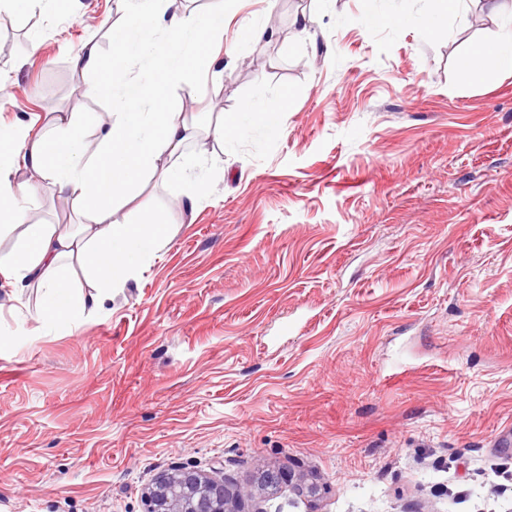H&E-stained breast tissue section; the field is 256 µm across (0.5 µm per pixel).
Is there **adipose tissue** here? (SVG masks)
I'll return each mask as SVG.
<instances>
[{
  "label": "adipose tissue",
  "mask_w": 512,
  "mask_h": 512,
  "mask_svg": "<svg viewBox=\"0 0 512 512\" xmlns=\"http://www.w3.org/2000/svg\"><path fill=\"white\" fill-rule=\"evenodd\" d=\"M162 3L140 0L123 29V42L130 45L163 28L173 49L149 83L131 79L124 84L120 111L97 119L92 131L78 115L61 112L52 135L31 136L19 122L1 137L6 146L0 152V236L15 234L16 244L0 260V275L13 288L42 290L37 315L44 322L66 326L78 314L100 308L165 239V224L150 216L130 222L119 197L160 165L178 167L189 128L180 113L168 111L166 96L176 89L193 95L199 57H206L208 69L216 73L223 60L208 52L219 31L215 15L169 17ZM458 70L464 80L512 71V27L494 43L465 47ZM148 95L154 109L145 112L141 106ZM91 132L96 135L92 142L87 139ZM45 185L80 205L87 228L31 221L26 203ZM68 259L81 265L87 290L72 288L64 265Z\"/></svg>",
  "instance_id": "obj_1"
}]
</instances>
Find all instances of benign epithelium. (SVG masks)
I'll use <instances>...</instances> for the list:
<instances>
[{
  "label": "benign epithelium",
  "mask_w": 512,
  "mask_h": 512,
  "mask_svg": "<svg viewBox=\"0 0 512 512\" xmlns=\"http://www.w3.org/2000/svg\"><path fill=\"white\" fill-rule=\"evenodd\" d=\"M288 482L299 496L315 497V486L290 471L265 473L258 489L227 485L191 468H178L161 474L146 493L147 512H238V506L260 491L273 494L279 484Z\"/></svg>",
  "instance_id": "7a95c632"
}]
</instances>
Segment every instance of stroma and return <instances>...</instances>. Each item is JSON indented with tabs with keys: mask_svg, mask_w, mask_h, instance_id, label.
<instances>
[{
	"mask_svg": "<svg viewBox=\"0 0 512 512\" xmlns=\"http://www.w3.org/2000/svg\"><path fill=\"white\" fill-rule=\"evenodd\" d=\"M434 8L231 0L223 73L169 95L197 128L183 167L128 204L166 245L68 328L37 320L40 290L0 286V512H145L176 466L290 469L320 512H512V72L457 73L512 0L431 26ZM125 18L121 0L0 12V130L105 116L73 66L87 41L118 85L162 65L163 33L118 47ZM29 208L81 220L47 186Z\"/></svg>",
	"mask_w": 512,
	"mask_h": 512,
	"instance_id": "1",
	"label": "stroma"
}]
</instances>
